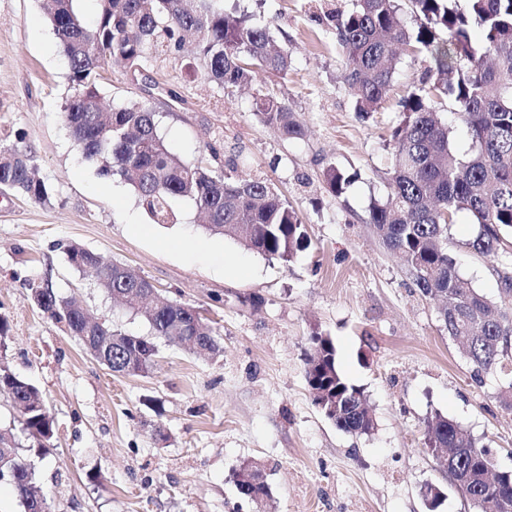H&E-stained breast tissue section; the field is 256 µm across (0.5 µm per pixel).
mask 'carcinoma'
Returning a JSON list of instances; mask_svg holds the SVG:
<instances>
[{
  "instance_id": "cac0c4a2",
  "label": "carcinoma",
  "mask_w": 512,
  "mask_h": 512,
  "mask_svg": "<svg viewBox=\"0 0 512 512\" xmlns=\"http://www.w3.org/2000/svg\"><path fill=\"white\" fill-rule=\"evenodd\" d=\"M53 32L68 60L78 92L64 107V117L83 157L104 177L118 176L132 186L138 206L155 224H176L174 200L187 198L204 215L203 227L246 249L284 263L308 245L296 211L275 186L261 179L232 178L207 164H187L173 154L160 134L155 113L139 102L106 107L95 79L98 69L115 64L138 69L149 54L179 52L186 40L204 75L225 91H234L262 71L285 74L288 53L274 47L268 28L224 12L223 0H100L96 26L89 27L73 0H43ZM343 54L341 79L354 91L359 113L377 110L394 82L395 46L425 56L421 86L402 99L400 119L390 135L393 165L385 199L371 206L368 223L382 242L400 254L420 292L440 297L439 317L452 338L466 341L473 377H501L498 397L512 407V0H354L336 23ZM453 106L446 121L437 106ZM253 112L285 141L301 139L304 127L288 99L256 97ZM470 149L455 147L458 127ZM329 190L340 196L348 178L334 166L325 171ZM0 187L41 202L49 198L35 178L31 158L15 149L0 150ZM466 211L478 231L469 243L477 254L502 251L497 275L500 299L493 301L463 278L448 250V228ZM68 261L96 287L148 324L132 335L103 322L86 330L90 313L38 285L36 306L77 337L93 360L98 346L112 344L100 361L127 375L150 373L166 329L184 331L176 345L199 355L221 352L213 328L177 300L141 305L136 297L145 278L119 263H104L79 245ZM305 378L315 403L340 430L368 435L375 427L364 391L341 372L330 336L310 337ZM22 407L20 424L39 448L54 433V420L40 390L11 372H0V393ZM0 473L9 476L24 512H51L37 486L32 462L13 452L10 431L0 432ZM425 445L451 456L449 470L466 476L463 498L472 512H512V470L494 480L491 449L480 444L453 419L436 413L426 421Z\"/></svg>"
}]
</instances>
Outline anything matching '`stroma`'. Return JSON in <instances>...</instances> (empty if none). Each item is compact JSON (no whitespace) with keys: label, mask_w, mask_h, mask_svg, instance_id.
Segmentation results:
<instances>
[{"label":"stroma","mask_w":512,"mask_h":512,"mask_svg":"<svg viewBox=\"0 0 512 512\" xmlns=\"http://www.w3.org/2000/svg\"><path fill=\"white\" fill-rule=\"evenodd\" d=\"M352 0H224L226 10L269 26L291 57L288 75L259 73L225 95L188 51L151 54L138 80L108 65L105 101L135 99L157 114L174 154L225 174L268 179L302 219L309 246L287 264L207 233L193 203L176 200V224L152 223L132 187L104 179L74 145L64 106L76 92L40 0H0V147L28 155L49 189L39 203L0 191V318L9 327L0 369L41 391L54 418L38 485L52 512H250L232 481L248 459L265 463L273 512H432L419 494L439 485L436 511L465 512L446 459L424 444L439 412L492 448L512 469V408L499 380L472 378L437 304L368 224L385 198L388 145L400 102L424 63L399 56L376 112H356L328 4ZM284 95L305 127L286 142L251 111L266 91ZM178 100H171L170 92ZM351 179L342 195L323 177ZM477 232L458 212L448 247L461 275L498 299L501 255H477ZM120 261L161 298L197 307L221 345L213 358L160 343L147 375H121L91 360L77 338L38 309L31 288L49 285L109 325L147 324L72 268L71 245ZM333 338L343 374L363 388L375 420L355 436L327 420L305 380L314 333Z\"/></svg>","instance_id":"35a3bbf8"}]
</instances>
